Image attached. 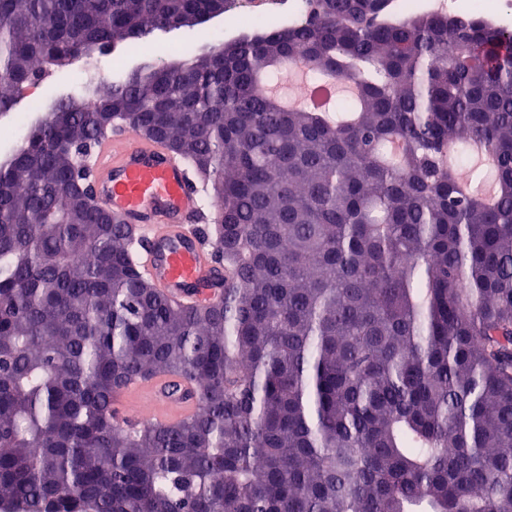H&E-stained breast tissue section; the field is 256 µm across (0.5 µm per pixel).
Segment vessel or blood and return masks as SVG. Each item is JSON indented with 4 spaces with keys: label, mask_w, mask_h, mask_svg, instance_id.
Returning <instances> with one entry per match:
<instances>
[{
    "label": "vessel or blood",
    "mask_w": 512,
    "mask_h": 512,
    "mask_svg": "<svg viewBox=\"0 0 512 512\" xmlns=\"http://www.w3.org/2000/svg\"><path fill=\"white\" fill-rule=\"evenodd\" d=\"M98 202L131 219L139 229V268L172 300L205 305L215 300L211 250L189 216L203 210V187L162 144L122 130L101 138L91 156ZM173 377L128 383L117 395L118 414L147 407L157 424L177 422L195 402L175 395Z\"/></svg>",
    "instance_id": "b4317fda"
}]
</instances>
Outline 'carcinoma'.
<instances>
[{"instance_id":"obj_1","label":"carcinoma","mask_w":512,"mask_h":512,"mask_svg":"<svg viewBox=\"0 0 512 512\" xmlns=\"http://www.w3.org/2000/svg\"><path fill=\"white\" fill-rule=\"evenodd\" d=\"M224 2L0 0V112ZM310 2L60 98L0 160V512H512V31ZM298 65L358 98L284 108ZM122 120L207 185L209 305L140 274L58 153ZM159 374L197 410L118 421Z\"/></svg>"}]
</instances>
